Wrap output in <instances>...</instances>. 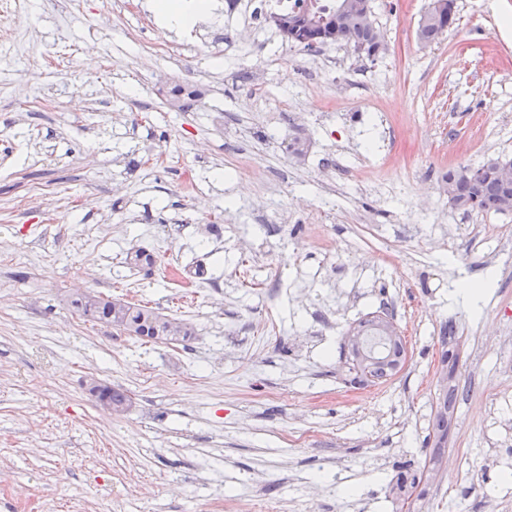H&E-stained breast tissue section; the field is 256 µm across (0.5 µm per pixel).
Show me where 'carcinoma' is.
<instances>
[{"mask_svg":"<svg viewBox=\"0 0 512 512\" xmlns=\"http://www.w3.org/2000/svg\"><path fill=\"white\" fill-rule=\"evenodd\" d=\"M279 30L289 39L308 49L332 42L344 41L353 45L369 59L385 53L387 43L382 31L367 21L362 11L349 5V0H334L323 4L320 0H305L298 9L276 17ZM456 22V0H430L426 13L417 29L419 41L431 44L449 31ZM501 160L489 159L475 167L448 172L444 193L455 208L469 212L478 210L486 213H511L512 207L505 205L512 199V188L498 177L497 169ZM73 307L97 322L116 327L131 336L147 340L187 341L194 335L192 325L184 320L170 318L146 306L114 301L92 293L79 294L70 300ZM441 361L448 369V388L436 394V412L431 425L430 437L433 448L430 457L421 469L405 471L397 478L396 486L401 490L417 487L430 481L435 467L429 462L443 457L448 445L450 431L458 397L454 384L458 368L456 356L451 351L458 345L456 329L448 323L442 330ZM349 371L360 379H382L396 373L385 362L362 366L347 358Z\"/></svg>","mask_w":512,"mask_h":512,"instance_id":"1","label":"carcinoma"}]
</instances>
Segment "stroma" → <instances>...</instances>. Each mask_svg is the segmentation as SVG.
<instances>
[{"label":"stroma","instance_id":"stroma-1","mask_svg":"<svg viewBox=\"0 0 512 512\" xmlns=\"http://www.w3.org/2000/svg\"><path fill=\"white\" fill-rule=\"evenodd\" d=\"M224 2L179 27L151 0H0V512H401L390 482L432 447L451 321L458 403L427 506L512 512V213H466L442 190L445 169L512 159V0H457L430 45V0H372L387 52L335 42L316 72L269 53L270 21L242 51ZM257 67L310 126L268 137L277 106L245 99ZM26 70L40 83L25 101ZM176 85L197 91L191 108L171 106ZM359 151L357 187L334 163ZM369 234L390 263L370 260ZM139 249L165 260L135 265ZM79 263L87 291L194 336L75 316ZM466 277L480 294L459 293ZM383 301L404 367L352 387L339 348ZM93 378L128 394L122 415L97 408ZM456 8V0H431L418 25V40L427 44L439 40L455 24Z\"/></svg>","mask_w":512,"mask_h":512}]
</instances>
